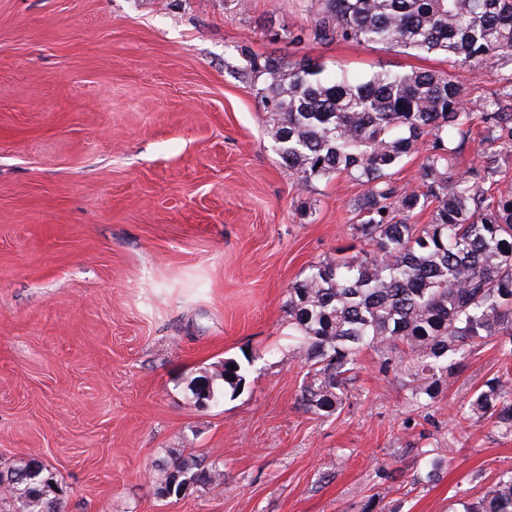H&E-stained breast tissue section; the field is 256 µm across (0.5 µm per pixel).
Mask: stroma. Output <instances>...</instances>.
Listing matches in <instances>:
<instances>
[{"instance_id":"1","label":"stroma","mask_w":512,"mask_h":512,"mask_svg":"<svg viewBox=\"0 0 512 512\" xmlns=\"http://www.w3.org/2000/svg\"><path fill=\"white\" fill-rule=\"evenodd\" d=\"M313 21L307 0H0V471L40 461L64 512H451L512 467V436L457 416L502 372L488 346L425 411L371 349L341 412L298 403L287 289L354 243L365 188L282 165L240 48L450 71L470 112L512 74ZM246 354L239 394L194 403L192 375ZM181 453L223 481L161 497Z\"/></svg>"}]
</instances>
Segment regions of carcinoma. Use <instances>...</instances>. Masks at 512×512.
Returning <instances> with one entry per match:
<instances>
[{
	"label": "carcinoma",
	"mask_w": 512,
	"mask_h": 512,
	"mask_svg": "<svg viewBox=\"0 0 512 512\" xmlns=\"http://www.w3.org/2000/svg\"><path fill=\"white\" fill-rule=\"evenodd\" d=\"M318 41L382 44L448 58L476 70L512 64V0H316ZM248 73L264 78L259 94L270 113L268 134L284 166L302 183L349 175L367 186L357 203L363 242L337 250L288 286L292 355L307 371L298 402L307 412L343 410L367 349L395 372L415 409L433 407L441 386L474 350L495 347L512 364V195L492 196L499 148L512 147V77L508 91L481 112L464 106L454 74L382 69L360 78L329 76L309 59L288 64L248 56ZM482 133L480 165L455 173L449 159ZM425 149L420 186L400 187L392 170ZM431 210L428 224L411 218ZM246 364L228 359L201 370L187 389L217 404L245 385ZM463 418L490 422L512 436V378L494 377L460 407ZM159 494L223 479L194 455L162 464ZM53 474L32 459L0 472V504L19 512H63ZM455 512H512V468Z\"/></svg>",
	"instance_id": "1"
}]
</instances>
